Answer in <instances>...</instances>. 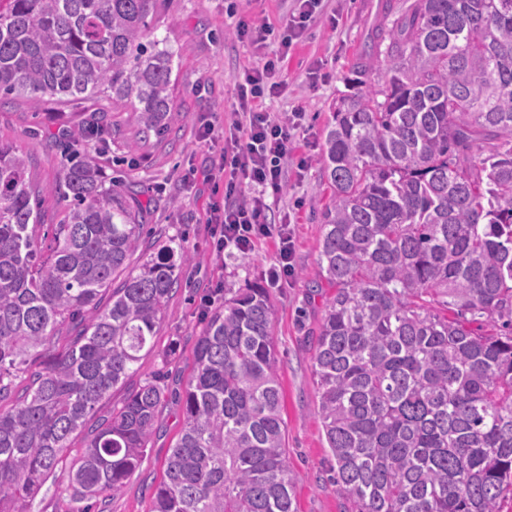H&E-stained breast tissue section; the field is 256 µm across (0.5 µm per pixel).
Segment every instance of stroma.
<instances>
[{
	"mask_svg": "<svg viewBox=\"0 0 512 512\" xmlns=\"http://www.w3.org/2000/svg\"><path fill=\"white\" fill-rule=\"evenodd\" d=\"M389 3L398 7L404 0H324L322 13L280 65V88L265 107L282 117L300 112L304 118L288 152L285 186L272 204L275 217L290 222L295 272L274 284L267 270L277 255L276 239L257 240L246 255L213 254L206 209L215 194L202 172L218 160L222 146L199 142L196 130L210 121L223 124L238 104V82L262 58L278 52L277 42L258 47L237 38V23L257 18L280 26L294 7L292 0H163L159 32L177 52L170 86L175 112L164 138L144 137L133 114L104 96L48 100L37 106L20 98L0 102V143L29 155L28 176L41 189L38 209L44 223L37 227L36 239L42 248L50 246L47 225L57 223L65 211L66 203L53 187L59 181L68 134L80 126L86 131L80 151L94 157L106 176L119 178L130 205L149 206L148 235L133 263L157 253L171 238L181 239L193 257L180 271L182 286L168 303L135 381L160 373L169 388L184 389L195 341L204 327V298L220 303L255 283L268 288L276 309L277 374L288 463L296 477V512H352L330 471L310 343L333 294L317 285L322 212L331 201L321 156L332 105L357 88L383 81L382 72L360 75L354 65ZM316 64L323 72L318 82L308 75ZM191 168L196 178L183 182ZM183 426L181 406L167 399L140 467L105 502L90 503L89 512H150L152 488L161 480Z\"/></svg>",
	"mask_w": 512,
	"mask_h": 512,
	"instance_id": "stroma-1",
	"label": "stroma"
}]
</instances>
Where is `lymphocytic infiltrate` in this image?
<instances>
[{"label":"lymphocytic infiltrate","mask_w":512,"mask_h":512,"mask_svg":"<svg viewBox=\"0 0 512 512\" xmlns=\"http://www.w3.org/2000/svg\"><path fill=\"white\" fill-rule=\"evenodd\" d=\"M277 67V60L269 58L246 73L239 87L240 117L230 127L209 123L198 131L199 141L225 138L230 142L229 150L208 174L210 182L224 185L223 201L211 205L207 218L214 254L233 249L245 254L256 240L277 237L278 259L268 271L274 282L293 270V242L287 224L269 223L266 197L282 190L288 146L298 128L296 119L284 121L255 107L268 91V81ZM255 185L262 187V194L245 197V190Z\"/></svg>","instance_id":"f902f5d3"}]
</instances>
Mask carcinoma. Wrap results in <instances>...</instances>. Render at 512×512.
<instances>
[{
  "instance_id": "carcinoma-1",
  "label": "carcinoma",
  "mask_w": 512,
  "mask_h": 512,
  "mask_svg": "<svg viewBox=\"0 0 512 512\" xmlns=\"http://www.w3.org/2000/svg\"><path fill=\"white\" fill-rule=\"evenodd\" d=\"M157 2L0 0V94L112 96L143 137L169 132L176 51L153 31ZM382 65V88L336 102L322 149L332 200L315 287L334 294L314 372L331 469L355 512H500L512 497V0H412L371 33L357 72ZM59 190L67 212L45 255L27 160L0 144V512H25L50 478L76 503L120 491L168 394L145 379L71 454L152 349L191 256L171 240L130 267L142 215L93 157L71 155ZM274 316L260 285L209 312L151 512H294ZM66 323L80 330L56 351Z\"/></svg>"
}]
</instances>
